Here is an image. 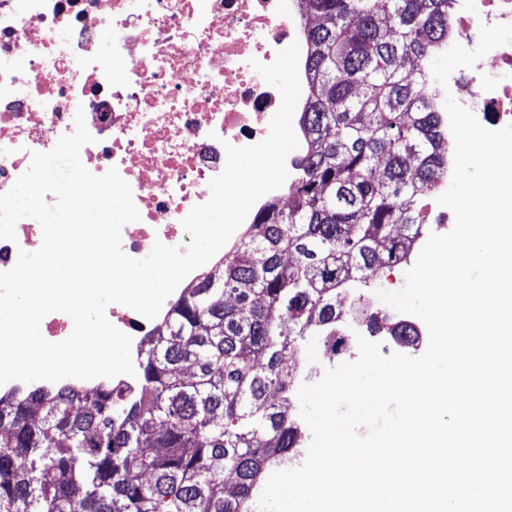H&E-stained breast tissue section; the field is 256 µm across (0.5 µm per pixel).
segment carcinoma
I'll use <instances>...</instances> for the list:
<instances>
[{
	"label": "carcinoma",
	"mask_w": 512,
	"mask_h": 512,
	"mask_svg": "<svg viewBox=\"0 0 512 512\" xmlns=\"http://www.w3.org/2000/svg\"><path fill=\"white\" fill-rule=\"evenodd\" d=\"M307 144L284 210L269 199L224 272L143 339L134 396L36 386L0 394V512H249L300 447L285 360L343 315L351 283L407 261L422 201L448 174L423 93L448 0H300ZM412 344L411 324H391Z\"/></svg>",
	"instance_id": "1"
}]
</instances>
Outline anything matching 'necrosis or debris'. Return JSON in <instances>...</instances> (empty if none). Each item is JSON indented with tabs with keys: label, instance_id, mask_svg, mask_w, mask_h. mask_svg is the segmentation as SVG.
Instances as JSON below:
<instances>
[{
	"label": "necrosis or debris",
	"instance_id": "1",
	"mask_svg": "<svg viewBox=\"0 0 512 512\" xmlns=\"http://www.w3.org/2000/svg\"><path fill=\"white\" fill-rule=\"evenodd\" d=\"M301 20L298 0H0V193L80 112L94 137L82 163L96 175L117 168L140 212L122 229L123 252L190 242L181 221L209 199L226 145L263 141L281 104L251 62L301 42ZM448 23L454 43L474 49L481 26L512 24V0H448ZM424 91L486 128L512 123V44ZM105 314L135 352L159 324L117 303Z\"/></svg>",
	"mask_w": 512,
	"mask_h": 512
}]
</instances>
